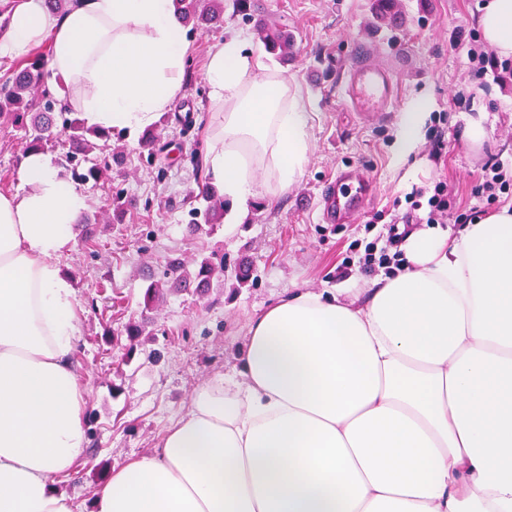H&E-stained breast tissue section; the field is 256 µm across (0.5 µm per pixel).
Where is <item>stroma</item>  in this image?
Here are the masks:
<instances>
[{
  "instance_id": "1",
  "label": "stroma",
  "mask_w": 512,
  "mask_h": 512,
  "mask_svg": "<svg viewBox=\"0 0 512 512\" xmlns=\"http://www.w3.org/2000/svg\"><path fill=\"white\" fill-rule=\"evenodd\" d=\"M248 2L250 10L242 14L235 0H224L223 22L190 34L183 94L168 121L155 126L153 163L141 158L137 145L125 144L112 169L113 183L132 199L123 222L108 223L105 186L83 187L89 222L74 225L78 240L60 259L75 288L79 338L72 365L88 399L86 462L61 482L74 512H94V493L112 470L159 448L198 388L237 375L249 323L270 304L300 288L331 295L367 287L372 273L346 257L354 240L370 241L365 224L374 212L394 209L410 231L425 223L427 212L406 218L394 199L415 190L432 193L441 179L471 207V190L485 165L512 167V81L475 78L466 49L452 44L456 27L476 28L484 0ZM275 28L288 32L292 48L265 61L301 95L310 117L308 162L289 188L251 201L233 234L220 227L193 232L188 210L207 174L205 135L214 121L206 78L210 50L232 35L263 47V30ZM357 50L393 71L396 98L376 114L354 107L344 92ZM420 102L425 115L419 141L405 156L401 116ZM475 121L484 129L477 141L468 136ZM438 137L443 149L437 160L432 146ZM24 146L23 132L1 122L0 192L22 191L17 171ZM346 164L370 171L375 197L354 223H319L321 187ZM173 251L188 262L222 253L224 285L204 297L167 293L142 313L143 289L161 277ZM238 271L248 274L247 282L236 281ZM144 315L149 334L132 361L121 363L124 327Z\"/></svg>"
}]
</instances>
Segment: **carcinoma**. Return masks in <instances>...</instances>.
<instances>
[{
    "label": "carcinoma",
    "instance_id": "cac0c4a2",
    "mask_svg": "<svg viewBox=\"0 0 512 512\" xmlns=\"http://www.w3.org/2000/svg\"><path fill=\"white\" fill-rule=\"evenodd\" d=\"M182 24L201 30L224 16L222 0H175ZM268 49L280 56L288 54L291 38L285 31L268 32L264 36ZM48 53L41 52L20 64L12 77L0 84V118L12 120L15 127L26 131V150H42L58 136L64 137L66 158L75 163L74 179L94 185L103 181L111 169L103 150L112 135L88 129L68 104L57 97L43 79V65ZM203 204L189 211L191 230L210 233L224 218V198L204 184ZM224 280V258L205 256L188 270L180 258L165 263L163 279L150 283L142 295V311L152 310L163 297L164 290L190 291L197 296L209 293L213 282Z\"/></svg>",
    "mask_w": 512,
    "mask_h": 512
}]
</instances>
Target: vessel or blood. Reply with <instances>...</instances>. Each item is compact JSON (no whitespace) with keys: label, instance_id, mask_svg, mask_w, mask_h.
Returning <instances> with one entry per match:
<instances>
[{"label":"vessel or blood","instance_id":"vessel-or-blood-1","mask_svg":"<svg viewBox=\"0 0 512 512\" xmlns=\"http://www.w3.org/2000/svg\"><path fill=\"white\" fill-rule=\"evenodd\" d=\"M345 84L350 99L371 109L391 104L394 83L388 69L355 57ZM375 184L366 170L348 166L339 169L322 193L320 219L325 224H350L363 213L374 194Z\"/></svg>","mask_w":512,"mask_h":512}]
</instances>
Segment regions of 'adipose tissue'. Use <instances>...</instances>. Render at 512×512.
Returning a JSON list of instances; mask_svg holds the SVG:
<instances>
[{"label":"adipose tissue","instance_id":"adipose-tissue-1","mask_svg":"<svg viewBox=\"0 0 512 512\" xmlns=\"http://www.w3.org/2000/svg\"><path fill=\"white\" fill-rule=\"evenodd\" d=\"M485 44L512 58V0H487ZM85 125L137 139L183 88L173 0H14L0 59L41 43ZM220 110L204 163L233 232L263 171L290 187L310 141L296 87L245 40L210 51ZM0 193V512H73L58 481L82 460L85 389L70 358L75 292L58 260L86 194L49 153ZM373 288L298 290L249 324L238 377L193 395L160 448L113 470L94 512H512V211L412 231Z\"/></svg>","mask_w":512,"mask_h":512}]
</instances>
